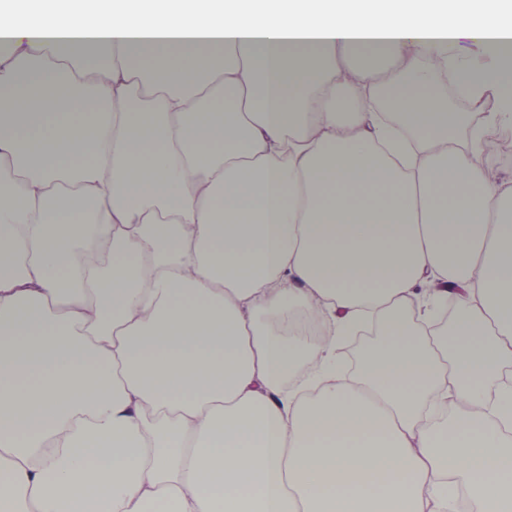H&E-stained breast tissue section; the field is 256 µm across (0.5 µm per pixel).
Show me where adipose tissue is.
<instances>
[{"instance_id":"1","label":"adipose tissue","mask_w":512,"mask_h":512,"mask_svg":"<svg viewBox=\"0 0 512 512\" xmlns=\"http://www.w3.org/2000/svg\"><path fill=\"white\" fill-rule=\"evenodd\" d=\"M0 43V512H512V0H0Z\"/></svg>"}]
</instances>
